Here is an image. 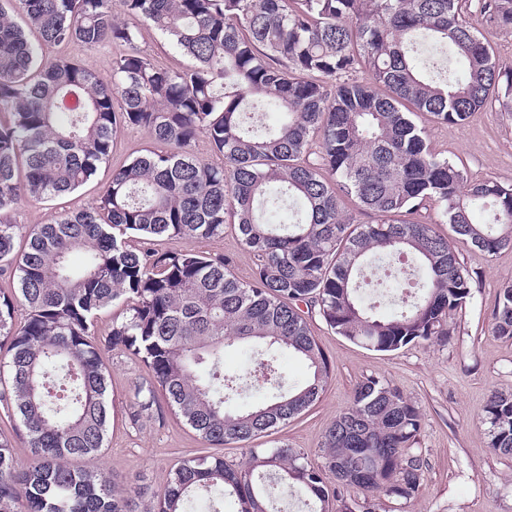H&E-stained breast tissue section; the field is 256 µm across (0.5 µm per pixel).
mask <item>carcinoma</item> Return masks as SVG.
I'll return each mask as SVG.
<instances>
[{
	"mask_svg": "<svg viewBox=\"0 0 512 512\" xmlns=\"http://www.w3.org/2000/svg\"><path fill=\"white\" fill-rule=\"evenodd\" d=\"M119 6L126 21L114 20ZM471 0H0V268L19 287L0 293V402L25 436L18 463L0 437V512H190L203 491L233 512H267L281 486L307 512H332L351 488L409 500L423 462L408 450L423 428L418 406L382 379L360 381L327 429L324 465L281 446L252 448L248 464L182 461L161 491L124 485L72 461L105 447L110 372L95 340L98 312L124 307L105 345L147 369L148 394L210 445L248 442L301 415L325 390L330 367L300 305L316 306L337 334L378 351L447 342L472 277L432 225L399 220L435 203L459 238L487 253L512 245V186L473 181L436 153L410 119L461 123L496 103L512 112V66L502 68L470 19ZM512 27V0H491ZM158 30L192 58L178 71L143 54L139 27ZM46 45L112 44L105 80L72 60L44 61ZM365 73L364 81L358 74ZM120 109H115V104ZM278 114L273 125L257 116ZM156 147L112 169L96 204L26 231L10 215L52 202L109 161L117 124ZM208 139L224 163L194 152ZM379 217L356 224L340 195ZM237 226L257 257L252 281L193 244ZM165 236L179 247L142 252ZM371 255L416 261L417 292L383 314L359 285ZM26 310L15 319L17 307ZM493 331L512 339V283ZM256 353L262 403L230 411L237 390L224 348ZM304 360L307 379L285 386L281 356ZM490 447L512 455V394L483 410Z\"/></svg>",
	"mask_w": 512,
	"mask_h": 512,
	"instance_id": "cac0c4a2",
	"label": "carcinoma"
}]
</instances>
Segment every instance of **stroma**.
<instances>
[{
    "mask_svg": "<svg viewBox=\"0 0 512 512\" xmlns=\"http://www.w3.org/2000/svg\"><path fill=\"white\" fill-rule=\"evenodd\" d=\"M138 48L161 64L182 70L192 60L168 43L154 28L142 26ZM119 47H87L73 42L41 47L48 59L66 58L102 77H110L111 62ZM437 153L462 166L469 178L512 185V114L487 105L459 124L434 123L418 112L413 116ZM142 129L121 127L114 139L110 162L86 184L51 205L23 207L19 224H41L52 214L80 211L95 205L108 184L113 165L151 147ZM455 250L472 275V296L454 318L450 343H412L395 351H377L350 341L330 329L317 310H310V329L323 349L330 375L320 399L298 418L280 425L272 435L250 443L214 447L196 436L165 403L133 418L135 393L148 379L145 368L132 356L104 349L111 375L110 427L101 455L80 461L83 469L117 479H139L151 490H163L177 464L185 458L211 455L238 466L250 448L286 444L300 450L306 461L322 464L324 435L349 406L357 383L373 375L399 389L420 409L423 429L412 452L424 463L418 491L407 501L382 498L384 512H512V456L489 446L482 411L495 393H512V340L496 336L491 319L500 289L512 282V248L483 252L462 241ZM197 250L229 261L237 278L252 280L257 260L241 242L237 228L225 225L222 236L200 241Z\"/></svg>",
    "mask_w": 512,
    "mask_h": 512,
    "instance_id": "obj_1",
    "label": "stroma"
}]
</instances>
